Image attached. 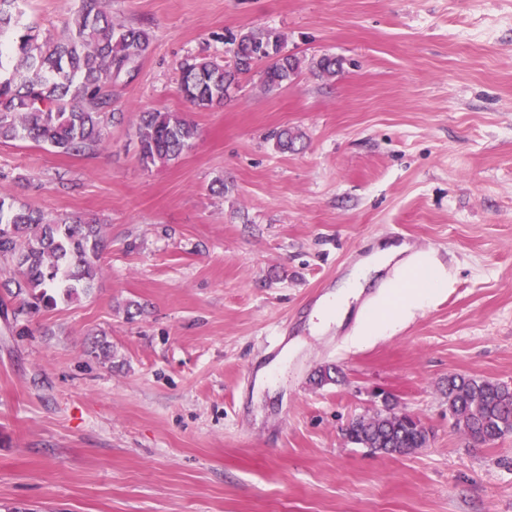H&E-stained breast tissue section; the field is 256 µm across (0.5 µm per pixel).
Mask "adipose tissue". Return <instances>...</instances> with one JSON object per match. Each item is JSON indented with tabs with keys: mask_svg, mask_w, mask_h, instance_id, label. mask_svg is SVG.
<instances>
[{
	"mask_svg": "<svg viewBox=\"0 0 512 512\" xmlns=\"http://www.w3.org/2000/svg\"><path fill=\"white\" fill-rule=\"evenodd\" d=\"M404 251V246L395 244L376 247L339 282L335 292L320 303L313 330L320 331L341 323L352 301L360 297L374 276L390 266L398 267L403 276L378 305L364 311L363 322L368 332L390 326L406 311L427 304L441 294L447 286L443 272L432 265L409 266L402 258Z\"/></svg>",
	"mask_w": 512,
	"mask_h": 512,
	"instance_id": "obj_1",
	"label": "adipose tissue"
}]
</instances>
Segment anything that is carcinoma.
Listing matches in <instances>:
<instances>
[{
	"label": "carcinoma",
	"instance_id": "obj_1",
	"mask_svg": "<svg viewBox=\"0 0 512 512\" xmlns=\"http://www.w3.org/2000/svg\"><path fill=\"white\" fill-rule=\"evenodd\" d=\"M23 0H0V142L48 143L58 152L85 155L104 143L112 112V83L133 79L135 63L151 45L149 32L112 21L102 0H83L58 37H40L20 23ZM235 58L227 68L197 55L181 65L180 91L194 108L220 104L238 76L266 63L262 81L278 89L298 74L301 60L284 52L276 32L241 31L229 37ZM341 59L322 56L312 67L322 76L342 70ZM144 166L173 161L192 146L196 127L174 112H142L134 125ZM105 249L101 225L80 215L46 220L39 210L0 198V260L14 265L5 288L13 318L53 308L93 288ZM448 409L456 426L477 443L512 434V388L487 378L448 376ZM348 438L382 453H407L428 441L412 420L383 411L355 419Z\"/></svg>",
	"mask_w": 512,
	"mask_h": 512
}]
</instances>
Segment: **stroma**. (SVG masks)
Wrapping results in <instances>:
<instances>
[{"label":"stroma","mask_w":512,"mask_h":512,"mask_svg":"<svg viewBox=\"0 0 512 512\" xmlns=\"http://www.w3.org/2000/svg\"><path fill=\"white\" fill-rule=\"evenodd\" d=\"M79 4L26 0L23 21L56 35ZM106 6L153 42L112 85L124 119L104 146L0 143V197L95 218L107 244L88 294L0 321V512H512V434L470 444L445 395L452 374L512 387V0ZM246 30L279 33L296 79L270 92L255 71L192 108L181 61L232 64L224 39ZM325 54L344 61L335 77L308 66ZM153 110L197 136L146 167L132 126ZM283 128L294 149L277 148ZM397 232L444 292L363 339L389 268L312 333L313 293ZM325 365L336 383L314 386ZM384 392L427 447L348 440Z\"/></svg>","instance_id":"stroma-1"}]
</instances>
